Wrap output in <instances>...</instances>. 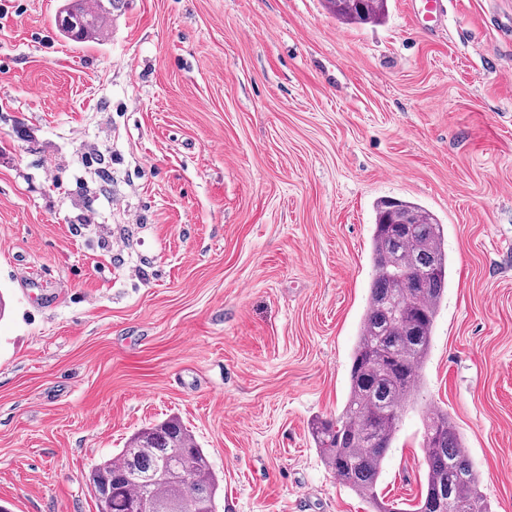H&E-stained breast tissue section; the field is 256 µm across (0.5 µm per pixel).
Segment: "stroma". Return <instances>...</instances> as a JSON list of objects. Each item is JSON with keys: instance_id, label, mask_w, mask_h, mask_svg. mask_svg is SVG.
Instances as JSON below:
<instances>
[{"instance_id": "obj_1", "label": "stroma", "mask_w": 512, "mask_h": 512, "mask_svg": "<svg viewBox=\"0 0 512 512\" xmlns=\"http://www.w3.org/2000/svg\"><path fill=\"white\" fill-rule=\"evenodd\" d=\"M120 0L101 40L61 0H0V504L98 512L88 476L178 417L217 512H372L311 435L344 406L374 205L445 229L423 387L378 493L423 488L448 412L512 512V0ZM387 0H326L328 9L343 23L365 24L381 20Z\"/></svg>"}]
</instances>
